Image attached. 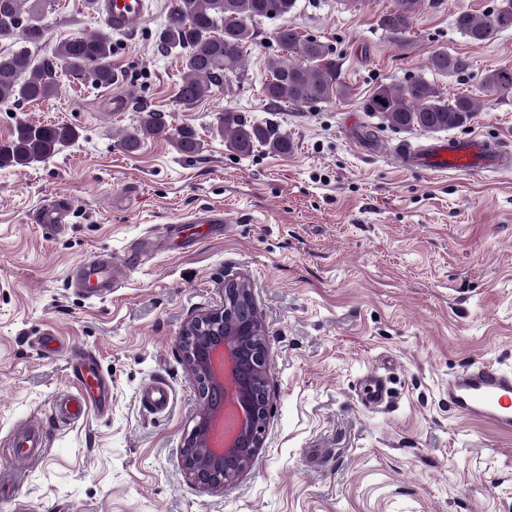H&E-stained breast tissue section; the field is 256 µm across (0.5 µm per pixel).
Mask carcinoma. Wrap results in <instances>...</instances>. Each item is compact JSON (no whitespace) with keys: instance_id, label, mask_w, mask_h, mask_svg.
Segmentation results:
<instances>
[{"instance_id":"obj_1","label":"carcinoma","mask_w":512,"mask_h":512,"mask_svg":"<svg viewBox=\"0 0 512 512\" xmlns=\"http://www.w3.org/2000/svg\"><path fill=\"white\" fill-rule=\"evenodd\" d=\"M422 0H395L394 8L380 16L379 26L401 42L414 29ZM47 0H0V105L45 101L57 94L56 69L62 67L77 80L96 87L112 85V32L97 31L65 38L52 47L50 56L38 59L33 49L44 43ZM297 0H173L164 23L157 29L161 51L181 60L182 79L178 102L190 107L213 89L241 72L245 50L254 40L252 24L263 18H281L274 38L284 55L270 63L261 98L269 108L283 104L311 107L345 99L350 87L340 80L336 58L329 44L305 36L290 23ZM455 24L472 43L486 44L512 29V0H499L480 13L460 12ZM470 66L460 54L446 50L431 53L427 68L437 75L462 73ZM485 90L512 92V66L486 72ZM365 109L379 115L387 127L400 132L438 133L465 126L480 110L479 98L464 94L449 97L420 76L406 86L382 84L366 100ZM213 131L224 138L233 153L246 156L262 147L286 155L293 149L288 134L271 122H256L234 109L216 113ZM166 133L158 112L146 111L138 125L122 139L128 151L144 139ZM76 139L68 125H33L19 122L7 141L0 142V168L26 167L44 161ZM175 148L192 158L202 150L195 131L182 127L172 134Z\"/></svg>"}]
</instances>
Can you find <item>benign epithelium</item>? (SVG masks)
Listing matches in <instances>:
<instances>
[{
	"mask_svg": "<svg viewBox=\"0 0 512 512\" xmlns=\"http://www.w3.org/2000/svg\"><path fill=\"white\" fill-rule=\"evenodd\" d=\"M179 345L203 399V409L185 439L182 463L199 485L222 489L247 471L262 448L270 401L268 348L246 280L224 279V304L188 321ZM229 391L243 417L217 453L209 445V432L221 398Z\"/></svg>",
	"mask_w": 512,
	"mask_h": 512,
	"instance_id": "benign-epithelium-1",
	"label": "benign epithelium"
}]
</instances>
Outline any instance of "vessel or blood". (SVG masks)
<instances>
[{
    "label": "vessel or blood",
    "instance_id": "obj_1",
    "mask_svg": "<svg viewBox=\"0 0 512 512\" xmlns=\"http://www.w3.org/2000/svg\"><path fill=\"white\" fill-rule=\"evenodd\" d=\"M96 9L103 23L113 34L123 35L136 30L144 21L147 0H96ZM401 168L417 173L478 172L500 173L512 170V146L500 140L481 136L466 139L448 138L401 148L397 154ZM68 207L51 202L39 212L44 234L54 236L65 227ZM130 263L96 256L75 265L71 278L75 285L91 296L115 287L127 276ZM75 393L55 400V415L78 419L106 402V383L79 352H72L69 361ZM448 409L461 419L476 420L503 431H512V369L478 364L448 380Z\"/></svg>",
    "mask_w": 512,
    "mask_h": 512
}]
</instances>
